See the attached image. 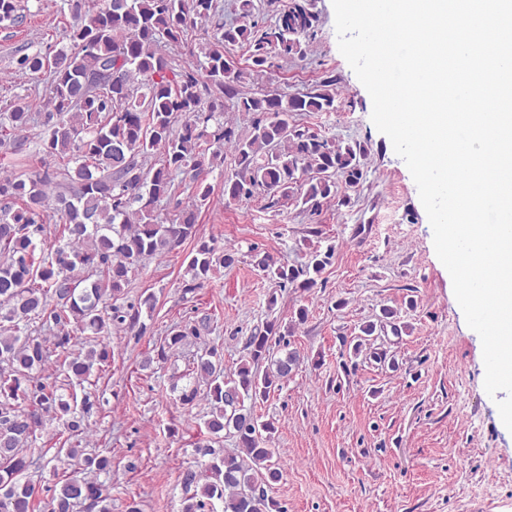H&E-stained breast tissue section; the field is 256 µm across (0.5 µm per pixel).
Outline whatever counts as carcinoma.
<instances>
[{
    "instance_id": "carcinoma-1",
    "label": "carcinoma",
    "mask_w": 512,
    "mask_h": 512,
    "mask_svg": "<svg viewBox=\"0 0 512 512\" xmlns=\"http://www.w3.org/2000/svg\"><path fill=\"white\" fill-rule=\"evenodd\" d=\"M249 23L220 24L206 43L199 65L173 67L159 44L184 43L188 32L206 24L217 0H99L81 11L67 30V43L51 56L24 53L20 69L51 78L43 111L18 101L0 114V147L13 155L31 151L54 166L30 173L0 174V512H32L35 487L28 469L46 455L33 447L37 434L54 421L68 433L51 460L69 470L60 484L46 488L45 512H112V458L87 453L82 434L94 407L88 387L94 372L111 361L112 327L139 335L142 313L155 299L116 301L129 274L146 256L169 252L195 240L188 263L192 292L215 269L235 262L215 238L197 236L196 210L211 187L196 183L195 205L182 208L169 223L155 208L172 197L176 175L197 173L214 164L224 143L234 144L238 172L224 181V196L244 202L259 193L288 198L309 170L302 202L318 214L337 197L334 176L350 186L364 179L367 148L342 146L290 123L295 112L335 108L332 81L301 95L241 97L237 109L252 115L250 137L240 139L224 126V94L236 90L242 71L226 49L246 46L253 71L266 72L276 60L304 55L315 32V15L293 4L270 24L255 19L253 0H240ZM20 0H0V23L21 21ZM42 127L36 140L22 135ZM154 163H147L148 159ZM58 205L61 238L48 248L41 213ZM334 251H316L309 263L293 267L268 256L256 266L284 288L317 285ZM209 330L204 317L170 330L155 354L166 362L190 337ZM290 327L276 320L247 337L246 358L236 377H224V353L215 345L193 356L190 382L180 395L189 405L202 398L204 421L216 439H235L237 452L203 445L183 472L181 512H284L269 496L281 471L264 435L274 422L254 413V404L280 389L300 363L288 351L273 357L274 346H288ZM55 359L62 383L41 371ZM268 363L265 371L259 366ZM63 388L69 393H60Z\"/></svg>"
}]
</instances>
